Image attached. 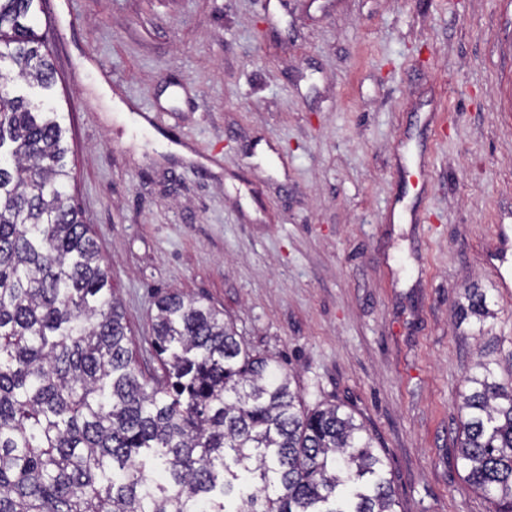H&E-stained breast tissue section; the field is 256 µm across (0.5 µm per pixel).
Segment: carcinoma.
Masks as SVG:
<instances>
[{
	"instance_id": "carcinoma-1",
	"label": "carcinoma",
	"mask_w": 512,
	"mask_h": 512,
	"mask_svg": "<svg viewBox=\"0 0 512 512\" xmlns=\"http://www.w3.org/2000/svg\"><path fill=\"white\" fill-rule=\"evenodd\" d=\"M37 11L0 0V512H397L389 463L355 412L304 409L288 370L212 306L158 298L164 372L140 369L67 195ZM464 299L483 331L487 294ZM460 399L464 480L491 512H512V384L482 359Z\"/></svg>"
}]
</instances>
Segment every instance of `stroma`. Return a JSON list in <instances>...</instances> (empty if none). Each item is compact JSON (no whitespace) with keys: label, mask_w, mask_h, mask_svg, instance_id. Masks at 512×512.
<instances>
[{"label":"stroma","mask_w":512,"mask_h":512,"mask_svg":"<svg viewBox=\"0 0 512 512\" xmlns=\"http://www.w3.org/2000/svg\"><path fill=\"white\" fill-rule=\"evenodd\" d=\"M38 29L142 370L157 296H192L357 414L402 512H489L456 400L479 356L512 377V0H52ZM464 299L465 302L460 304L463 319L472 320L477 330H484L488 318L492 316L488 307L487 294L481 288H466Z\"/></svg>","instance_id":"35a3bbf8"}]
</instances>
